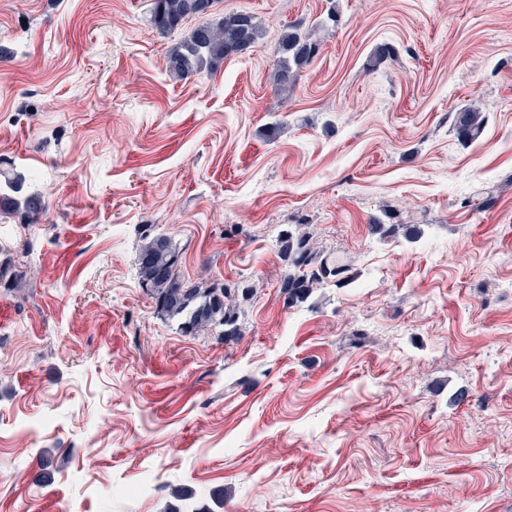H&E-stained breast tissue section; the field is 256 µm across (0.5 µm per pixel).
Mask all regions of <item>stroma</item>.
<instances>
[{
  "label": "stroma",
  "instance_id": "35a3bbf8",
  "mask_svg": "<svg viewBox=\"0 0 512 512\" xmlns=\"http://www.w3.org/2000/svg\"><path fill=\"white\" fill-rule=\"evenodd\" d=\"M151 7L0 0V168L48 204L0 217V512H512V0H218L263 36L184 78ZM296 224L352 278L291 307ZM144 226L255 284L237 339L158 312ZM320 44L312 40L299 26L289 25L283 29L278 39L279 58L273 79L281 91L296 85L302 69L317 56ZM487 117L484 112L472 106H465L455 113L452 131L457 142L468 145L475 142L481 135Z\"/></svg>",
  "mask_w": 512,
  "mask_h": 512
}]
</instances>
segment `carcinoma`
<instances>
[{"label": "carcinoma", "instance_id": "cac0c4a2", "mask_svg": "<svg viewBox=\"0 0 512 512\" xmlns=\"http://www.w3.org/2000/svg\"><path fill=\"white\" fill-rule=\"evenodd\" d=\"M217 0H153L151 20L163 34L196 21L188 34L168 54L169 71L179 75L211 73L225 58L253 47L261 36L257 18L244 11H232L212 18ZM320 44L296 25L283 29L278 39L279 58L273 79L280 90L296 85L302 69L316 57ZM487 121L478 108L465 106L455 113L452 131L457 142L468 145L481 135ZM47 210L43 196L26 189V176L9 170L0 172V215H19L36 223ZM137 254L140 283L149 288L157 309L181 319L180 329L188 334L220 329L224 339L240 335L239 299H247L254 286L243 282L187 285L179 275L178 252L171 239L147 230ZM279 251L286 262L282 288L288 305L305 302L314 289L328 281L336 285L349 281V267L339 260L313 250L309 233L295 226L282 231Z\"/></svg>", "mask_w": 512, "mask_h": 512}]
</instances>
